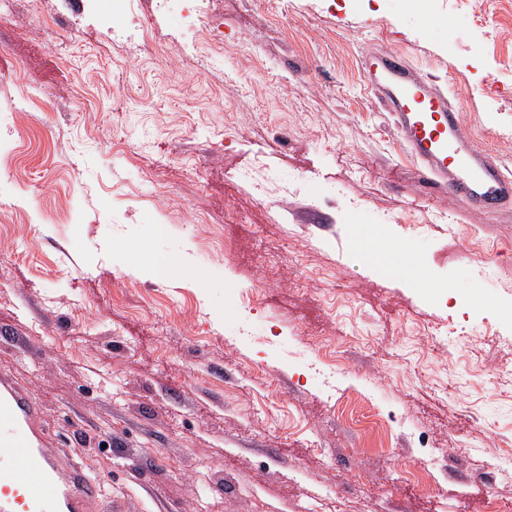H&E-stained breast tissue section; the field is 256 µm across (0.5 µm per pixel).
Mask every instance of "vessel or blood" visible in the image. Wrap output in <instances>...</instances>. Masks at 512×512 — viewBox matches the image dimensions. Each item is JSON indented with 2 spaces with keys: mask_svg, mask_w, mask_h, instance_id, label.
Returning a JSON list of instances; mask_svg holds the SVG:
<instances>
[{
  "mask_svg": "<svg viewBox=\"0 0 512 512\" xmlns=\"http://www.w3.org/2000/svg\"><path fill=\"white\" fill-rule=\"evenodd\" d=\"M366 89L393 115L409 155L465 206L493 211L512 203V177L467 136L460 111L400 58L372 51L363 58ZM397 276L421 282L416 259L389 249ZM30 395L0 376V512H100L102 483L56 448Z\"/></svg>",
  "mask_w": 512,
  "mask_h": 512,
  "instance_id": "obj_1",
  "label": "vessel or blood"
}]
</instances>
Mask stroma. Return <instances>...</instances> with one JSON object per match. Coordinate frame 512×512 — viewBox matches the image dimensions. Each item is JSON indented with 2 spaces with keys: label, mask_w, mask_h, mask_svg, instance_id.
Listing matches in <instances>:
<instances>
[{
  "label": "stroma",
  "mask_w": 512,
  "mask_h": 512,
  "mask_svg": "<svg viewBox=\"0 0 512 512\" xmlns=\"http://www.w3.org/2000/svg\"><path fill=\"white\" fill-rule=\"evenodd\" d=\"M97 5L0 0V374L56 446L120 512L512 502V205L433 188L361 65L512 175V0ZM385 261L389 270L399 277L409 278L423 287L426 286V274L423 269L421 276L420 267L416 259L410 256L407 249L391 248L388 250Z\"/></svg>",
  "instance_id": "35a3bbf8"
}]
</instances>
